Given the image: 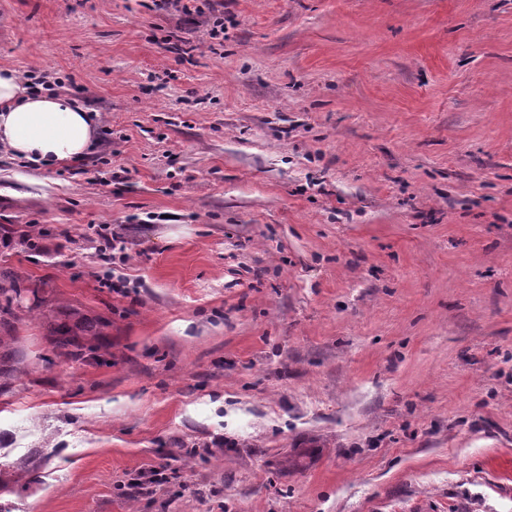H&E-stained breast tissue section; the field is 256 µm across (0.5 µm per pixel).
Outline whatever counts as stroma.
Instances as JSON below:
<instances>
[{"label": "stroma", "mask_w": 512, "mask_h": 512, "mask_svg": "<svg viewBox=\"0 0 512 512\" xmlns=\"http://www.w3.org/2000/svg\"><path fill=\"white\" fill-rule=\"evenodd\" d=\"M213 8L220 40L152 0H0V67L99 126L56 169L0 153V507L512 512V0ZM83 320L75 361L52 330ZM181 29L176 28L168 31L166 37L162 41L163 49L171 54L176 55L178 58L185 59L192 56L195 46L189 39L179 34ZM23 290L14 273L9 270H0V349H6L9 346L14 320L17 319V311L20 309L18 304L24 300V296L20 295ZM13 299L15 304L12 302ZM2 332L8 336H2Z\"/></svg>", "instance_id": "1"}]
</instances>
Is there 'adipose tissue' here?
Instances as JSON below:
<instances>
[{
	"label": "adipose tissue",
	"mask_w": 512,
	"mask_h": 512,
	"mask_svg": "<svg viewBox=\"0 0 512 512\" xmlns=\"http://www.w3.org/2000/svg\"><path fill=\"white\" fill-rule=\"evenodd\" d=\"M97 141L95 114L65 94L34 93L0 68V148L44 169L84 157Z\"/></svg>",
	"instance_id": "adipose-tissue-1"
}]
</instances>
